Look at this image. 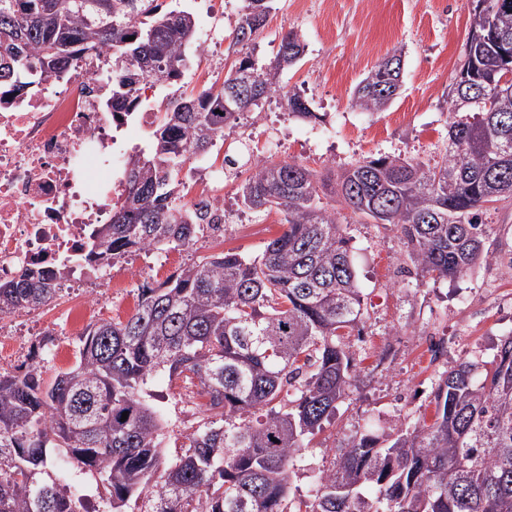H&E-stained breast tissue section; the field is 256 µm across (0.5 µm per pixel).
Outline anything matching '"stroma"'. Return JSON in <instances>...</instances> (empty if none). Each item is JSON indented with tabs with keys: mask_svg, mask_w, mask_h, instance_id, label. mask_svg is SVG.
<instances>
[{
	"mask_svg": "<svg viewBox=\"0 0 512 512\" xmlns=\"http://www.w3.org/2000/svg\"><path fill=\"white\" fill-rule=\"evenodd\" d=\"M185 5L197 29L213 30L227 43L244 0H214L207 10L200 0ZM290 30L306 45L303 59L280 74L276 93L237 126L225 128L223 145L189 160L181 173L183 182L192 183L206 170L222 172L226 224L223 243L207 234L191 248L171 251L174 266L223 249L253 257L282 231L279 211L259 218L242 205L237 189L250 168L228 171L225 156L247 148L253 156L294 162L328 178L379 155L434 162L448 143V85L468 37V0H275L255 40L259 57L273 61L282 34ZM397 49L404 59L399 95L378 112L353 107L356 85ZM236 60V53L215 47L191 56L181 82L157 85L152 100L158 104L175 92L195 95L219 87ZM294 92L308 99L317 121L289 115L286 99ZM485 220L493 226L486 241L492 258L455 280L417 276L397 227L371 220L348 225L365 332L348 339L356 363L353 384L331 423L303 452L292 478L295 496L307 497L311 469L331 468L335 453L356 435L381 436L432 416V391L441 374L464 361L491 359L499 339L512 335V272L498 263L512 256V200L489 205ZM154 261L137 251L113 265L121 285L101 293L102 319L126 318L124 302L149 278ZM21 324L26 333L13 342L22 362L45 337L70 352L80 337L62 318H25ZM181 386L164 378L154 384L168 420L163 449L171 459L183 453L200 415Z\"/></svg>",
	"mask_w": 512,
	"mask_h": 512,
	"instance_id": "35a3bbf8",
	"label": "stroma"
}]
</instances>
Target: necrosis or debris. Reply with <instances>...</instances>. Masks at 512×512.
Listing matches in <instances>:
<instances>
[{"label": "necrosis or debris", "mask_w": 512, "mask_h": 512, "mask_svg": "<svg viewBox=\"0 0 512 512\" xmlns=\"http://www.w3.org/2000/svg\"><path fill=\"white\" fill-rule=\"evenodd\" d=\"M106 76L78 67L67 82L22 95L0 90V282L22 272L64 270L67 319L95 316V289L113 288L111 269L88 277L75 262L89 228L108 223L128 156L132 117L98 103Z\"/></svg>", "instance_id": "obj_1"}]
</instances>
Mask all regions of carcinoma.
<instances>
[{
  "label": "carcinoma",
  "mask_w": 512,
  "mask_h": 512,
  "mask_svg": "<svg viewBox=\"0 0 512 512\" xmlns=\"http://www.w3.org/2000/svg\"><path fill=\"white\" fill-rule=\"evenodd\" d=\"M270 2L246 0L234 44H253ZM485 2L470 27L491 22L512 38V0ZM194 33L192 13L157 0H0V84L60 81L80 62L108 56L112 110L134 112L140 80L180 78ZM464 53L475 66L458 70L448 88L458 119L441 161L369 157L334 186L351 217L383 213L399 227L418 274L433 279L458 278L489 259L487 204L504 199L501 185L512 188V87H499L497 44L468 40ZM304 55L289 31L270 63L247 54L219 91L170 98L150 132L152 150L129 156L112 221L95 225L80 260L96 273L150 245L189 248L220 230L208 207L175 203L174 174L276 92L279 73ZM20 56L33 58L23 76L13 67ZM398 66L383 60L358 83L352 105L381 110L400 88ZM482 90L496 111L476 101ZM460 92L475 99L462 116ZM287 106L317 118L297 92ZM240 193L255 213L283 215V231L261 254L203 256L144 282L135 310L88 326L74 365L49 379L26 363L0 373V512H512L511 335L490 361L440 376L431 421L389 439L360 435L332 468L313 473L312 502H293L304 441L349 395L355 363L345 337L362 335V288L350 239L321 205L312 171L260 159ZM60 278L51 270L0 283V317L49 304ZM161 375L205 400L174 460L162 448L167 421L150 402ZM74 468L94 479L98 501L64 482Z\"/></svg>",
  "instance_id": "obj_1"
}]
</instances>
